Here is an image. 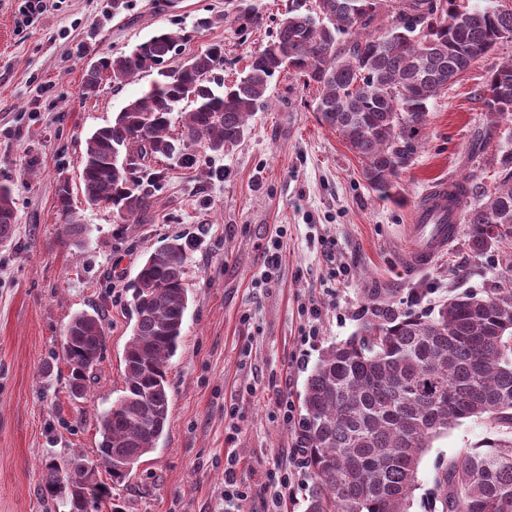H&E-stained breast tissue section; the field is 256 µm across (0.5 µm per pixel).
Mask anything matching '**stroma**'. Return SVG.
Masks as SVG:
<instances>
[{
	"mask_svg": "<svg viewBox=\"0 0 512 512\" xmlns=\"http://www.w3.org/2000/svg\"><path fill=\"white\" fill-rule=\"evenodd\" d=\"M259 26L225 21L228 0H49L34 20L20 0H0V183L13 189L15 233L0 246V512H69L65 497L44 500L46 466L79 455L92 461L98 413L124 384L131 336L128 289L147 251L179 236L186 244L189 303L182 342L168 366V432L138 470L114 486L99 512H225L224 465L239 461L246 512H270L269 475L296 452L307 378L328 345L359 335L368 296L401 315L431 312L449 294L494 287L505 250L475 255L459 236L424 272L400 263L412 205L441 180L493 181L512 152V118L486 134L484 85L512 60L498 45L430 104L418 150L388 196L367 188L361 163L323 125L319 91L285 71L271 105L248 123L231 152L202 167L168 165L153 224H124L88 205L79 186L85 139L146 90L152 74L123 85L103 80L83 96L86 69L129 51L165 28L186 34L188 57L224 44L231 81L266 45L289 0H257ZM215 17L205 30L197 18ZM68 182L88 236L66 240L56 191ZM278 240L281 265L262 284L264 248ZM320 318L309 323L310 308ZM105 313L106 346L82 399L68 387L62 338L78 312ZM293 408L284 418L282 403ZM236 424L234 438L225 429ZM486 420L444 430L423 453L412 512H426L435 468L492 437Z\"/></svg>",
	"mask_w": 512,
	"mask_h": 512,
	"instance_id": "stroma-1",
	"label": "stroma"
}]
</instances>
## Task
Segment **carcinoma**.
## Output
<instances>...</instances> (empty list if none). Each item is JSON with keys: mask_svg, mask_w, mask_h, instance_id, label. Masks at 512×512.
Returning <instances> with one entry per match:
<instances>
[{"mask_svg": "<svg viewBox=\"0 0 512 512\" xmlns=\"http://www.w3.org/2000/svg\"><path fill=\"white\" fill-rule=\"evenodd\" d=\"M233 22L261 21L253 0H236ZM184 36L160 30L129 52L104 56L85 72L82 89L107 73L119 86L156 72L148 90L112 123L85 140L80 183L85 201L112 208L123 222L154 224L165 178L159 164L200 163L193 146L212 154L237 146L248 121L269 104L272 78L288 69L320 86L317 112L362 163L361 176L385 195L410 166L416 135L439 91L494 50L512 41V6L489 0H291L275 35L251 55L248 70L224 82V44L168 65ZM490 124L512 113V60L490 75L483 93ZM502 178L464 214L476 255L512 247V152L497 161ZM65 236L88 233L72 208L68 182L58 187ZM15 232L9 186L0 185V244ZM180 238L153 249L132 289L135 322L124 350L123 394L98 416V455L128 479L154 451L169 420L166 370L179 347L188 305ZM106 344L104 316L74 315L63 337L69 388L81 398ZM296 431L311 480L306 512H410L421 456L455 422L486 419L497 437L464 448L433 478L434 512H512V263L485 294L448 297L437 311L399 316L385 309L361 335L329 345L307 379ZM43 490L67 492L71 512H89L111 494L85 475L55 465Z\"/></svg>", "mask_w": 512, "mask_h": 512, "instance_id": "1", "label": "carcinoma"}]
</instances>
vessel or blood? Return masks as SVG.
I'll return each mask as SVG.
<instances>
[{"label":"vessel or blood","mask_w":512,"mask_h":512,"mask_svg":"<svg viewBox=\"0 0 512 512\" xmlns=\"http://www.w3.org/2000/svg\"><path fill=\"white\" fill-rule=\"evenodd\" d=\"M459 199L457 185L448 181L436 183L418 199L405 227L402 263L409 272L428 268L457 238L463 213Z\"/></svg>","instance_id":"b4317fda"}]
</instances>
